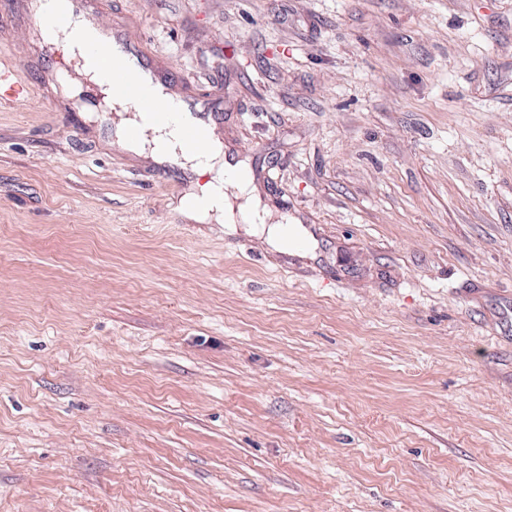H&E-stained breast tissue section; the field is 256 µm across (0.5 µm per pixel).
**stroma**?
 <instances>
[{"label":"stroma","instance_id":"stroma-1","mask_svg":"<svg viewBox=\"0 0 512 512\" xmlns=\"http://www.w3.org/2000/svg\"><path fill=\"white\" fill-rule=\"evenodd\" d=\"M0 9V512H512V0H84L308 257ZM24 92V85L10 63L1 57L0 61V102L9 104Z\"/></svg>","mask_w":512,"mask_h":512}]
</instances>
